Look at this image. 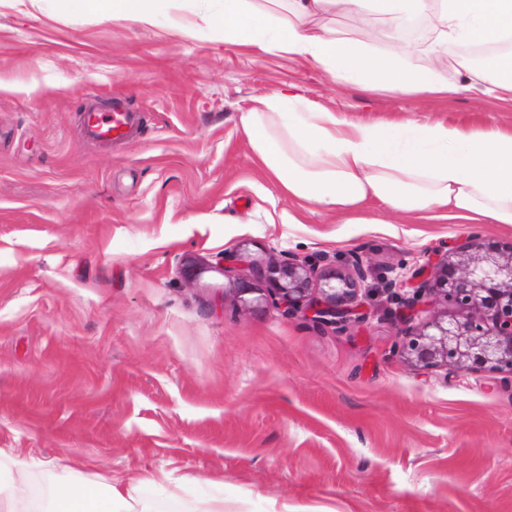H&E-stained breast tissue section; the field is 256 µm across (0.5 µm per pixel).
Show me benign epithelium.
I'll use <instances>...</instances> for the list:
<instances>
[{
    "label": "benign epithelium",
    "instance_id": "benign-epithelium-1",
    "mask_svg": "<svg viewBox=\"0 0 512 512\" xmlns=\"http://www.w3.org/2000/svg\"><path fill=\"white\" fill-rule=\"evenodd\" d=\"M434 255L436 261L413 270L411 292L395 297L391 319L404 327L395 354L423 369L445 365L512 375V242L489 241L475 230L464 244H446ZM249 261L247 250L233 248L214 269L226 273ZM365 278L357 256L338 266L327 255L312 263L290 254L267 265L265 287L238 280L233 290L246 308L270 298L286 318L299 315L318 330L344 333L368 318ZM438 300L453 310L429 314Z\"/></svg>",
    "mask_w": 512,
    "mask_h": 512
}]
</instances>
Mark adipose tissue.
Returning <instances> with one entry per match:
<instances>
[{
  "label": "adipose tissue",
  "instance_id": "ef3b65f1",
  "mask_svg": "<svg viewBox=\"0 0 512 512\" xmlns=\"http://www.w3.org/2000/svg\"><path fill=\"white\" fill-rule=\"evenodd\" d=\"M168 0H84L98 14L154 25ZM197 28L255 56L303 60L334 81L393 97H448L480 91L512 102V52L483 67L460 46L512 38V0H189ZM356 28L348 36L337 17ZM387 44L374 46V22ZM238 125L256 161L290 208L257 209L266 223H299L320 210L362 223L374 203L392 217L428 215L460 224L512 227V129L435 121H357L317 105L296 87L241 110ZM145 476L127 490L91 484L55 488L48 512H155ZM47 512L28 495V463L0 450V505Z\"/></svg>",
  "mask_w": 512,
  "mask_h": 512
}]
</instances>
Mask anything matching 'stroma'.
<instances>
[{"label":"stroma","mask_w":512,"mask_h":512,"mask_svg":"<svg viewBox=\"0 0 512 512\" xmlns=\"http://www.w3.org/2000/svg\"><path fill=\"white\" fill-rule=\"evenodd\" d=\"M190 19L0 0V448L34 458L30 498L164 472L224 512H512V377L392 353L389 285L471 225L384 224L376 204L363 224L224 221L288 207L236 127L254 98L295 84L357 120L501 128L512 102L365 92ZM116 96L141 127L105 153L83 114ZM243 242L254 268L211 271ZM288 254L360 255L367 322L338 336L229 292Z\"/></svg>","instance_id":"35a3bbf8"}]
</instances>
